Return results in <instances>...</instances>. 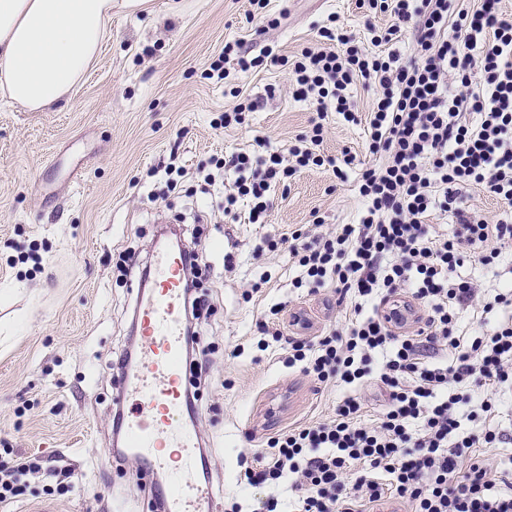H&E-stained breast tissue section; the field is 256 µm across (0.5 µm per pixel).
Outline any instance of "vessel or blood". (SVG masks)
Returning <instances> with one entry per match:
<instances>
[{
    "label": "vessel or blood",
    "mask_w": 512,
    "mask_h": 512,
    "mask_svg": "<svg viewBox=\"0 0 512 512\" xmlns=\"http://www.w3.org/2000/svg\"><path fill=\"white\" fill-rule=\"evenodd\" d=\"M154 264L153 282L139 290L135 312V324L151 360L124 369L118 378L122 395L132 399L120 424L128 455L160 469L178 466L188 471L197 462L199 434L186 427L184 417L189 410L184 396V255L166 248L156 252ZM158 493L165 497L168 512H211L213 508L208 484L178 478Z\"/></svg>",
    "instance_id": "1"
}]
</instances>
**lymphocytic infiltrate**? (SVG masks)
<instances>
[{
    "label": "lymphocytic infiltrate",
    "instance_id": "1",
    "mask_svg": "<svg viewBox=\"0 0 512 512\" xmlns=\"http://www.w3.org/2000/svg\"><path fill=\"white\" fill-rule=\"evenodd\" d=\"M366 2L394 18L387 29H370L371 50L334 25L319 30L334 44L328 51L306 48L291 59L268 48L253 57L237 42L210 64L220 80L263 65L288 67L293 98L312 102L319 117L287 153L263 140L258 151L216 159L234 176L225 215L244 201L249 223L262 224L272 187L297 172L329 166L344 177L355 156L320 151L328 113L366 124L375 157L361 172L357 222L309 241L293 234L289 249L299 282L350 296L343 327L312 333L298 311L291 338L266 323L259 330L287 339L288 366L302 365L320 383L376 382L389 404L367 426L362 397L346 396L332 418L271 438L243 477L271 489L261 512H279L274 491L288 479L302 492L298 512H512V479L482 454L511 444L512 432L464 435L458 419L464 405L495 412L500 393L512 387V289L484 304V312H502L490 332L468 340L458 310L478 301L479 288L455 276L467 263H490L512 242L511 222L478 220L464 195L470 188L512 205V16L501 0H471L465 8L457 0ZM405 32L416 50L409 58L398 47ZM358 84L377 90L365 119L351 95ZM437 213L455 218L452 238L431 234L428 220ZM414 300L428 311L417 326ZM37 473L55 479L61 494L73 476L40 457L0 462V505L14 502Z\"/></svg>",
    "mask_w": 512,
    "mask_h": 512
}]
</instances>
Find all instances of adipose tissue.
I'll return each mask as SVG.
<instances>
[{
    "instance_id": "ef3b65f1",
    "label": "adipose tissue",
    "mask_w": 512,
    "mask_h": 512,
    "mask_svg": "<svg viewBox=\"0 0 512 512\" xmlns=\"http://www.w3.org/2000/svg\"><path fill=\"white\" fill-rule=\"evenodd\" d=\"M112 0H0V97L43 112L88 72L110 36Z\"/></svg>"
}]
</instances>
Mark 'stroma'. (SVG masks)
I'll return each instance as SVG.
<instances>
[{"instance_id":"1","label":"stroma","mask_w":512,"mask_h":512,"mask_svg":"<svg viewBox=\"0 0 512 512\" xmlns=\"http://www.w3.org/2000/svg\"><path fill=\"white\" fill-rule=\"evenodd\" d=\"M332 16L363 47L368 26L392 24L360 0H269L262 9L249 0H115L111 38L57 107L28 112L0 98V449L74 473L62 495L45 475L32 476L8 512H151L140 464L113 450L111 362L134 334L139 273L125 253L148 258L166 225L180 224L182 238L207 249L198 289L209 303L196 327L209 362L188 366L185 387L203 411L197 427L223 508L258 512L269 494L241 480V458L264 454L288 428L333 416L346 388L288 367L287 344L261 347L257 325L272 321L274 306L328 325L334 290L294 287L298 268L282 239L354 222L358 169L343 180L329 168L297 173L274 190L264 224L249 223L243 205L237 219L225 218L223 186L202 194L193 177L212 157L254 150L260 138L286 149L316 117L310 102L291 96L280 68L207 78L225 43L243 42L254 55L268 45L288 57L325 49L319 29ZM273 17L280 26L267 28ZM235 87L258 107L224 128ZM320 150L372 160L363 126L336 114ZM172 161L190 177L170 191ZM265 238L279 241L278 251L257 254ZM457 274L489 294L512 284V246Z\"/></svg>"}]
</instances>
